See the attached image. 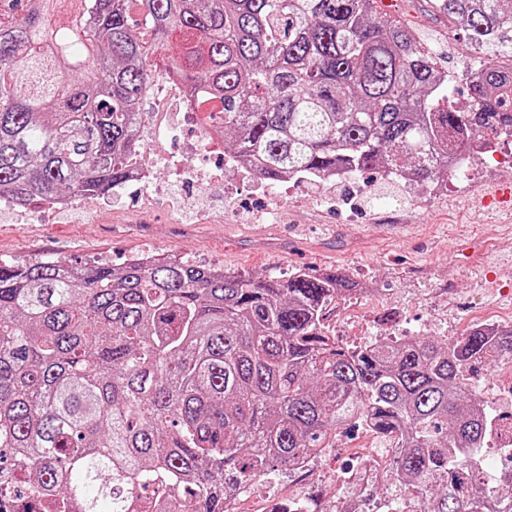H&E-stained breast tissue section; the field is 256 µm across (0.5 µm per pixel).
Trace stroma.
<instances>
[{"mask_svg":"<svg viewBox=\"0 0 512 512\" xmlns=\"http://www.w3.org/2000/svg\"><path fill=\"white\" fill-rule=\"evenodd\" d=\"M426 49L442 47L448 72L466 61L434 0H399L394 13ZM197 137L178 114L160 145L157 200L117 188L82 197L45 215L32 205L0 202V259L25 263L52 257L69 264L134 255H177L191 263L254 275L342 270L368 284L366 293L337 300L327 324L347 347L383 337L454 341L484 319L512 324V228L497 203L478 198L512 186V142L498 144L500 162H472L438 188L369 173L328 184L297 179L278 185L238 171L197 184L171 173ZM512 365L485 371L475 388L494 411L512 413ZM387 441L356 428L313 461L308 473L273 472L239 502L240 512H272L283 500L313 495L329 506L350 493L338 480L358 453H387Z\"/></svg>","mask_w":512,"mask_h":512,"instance_id":"obj_1","label":"stroma"}]
</instances>
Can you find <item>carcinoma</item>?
<instances>
[{
    "mask_svg": "<svg viewBox=\"0 0 512 512\" xmlns=\"http://www.w3.org/2000/svg\"><path fill=\"white\" fill-rule=\"evenodd\" d=\"M480 70L452 76L376 0H0V199L102 196L144 145V39L261 179L434 181L512 138V0H437ZM65 11L68 24L49 15ZM345 273L253 277L181 258L0 260V512H229V491L361 427L397 449L392 512H512L473 389L512 326L350 350Z\"/></svg>",
    "mask_w": 512,
    "mask_h": 512,
    "instance_id": "carcinoma-1",
    "label": "carcinoma"
}]
</instances>
